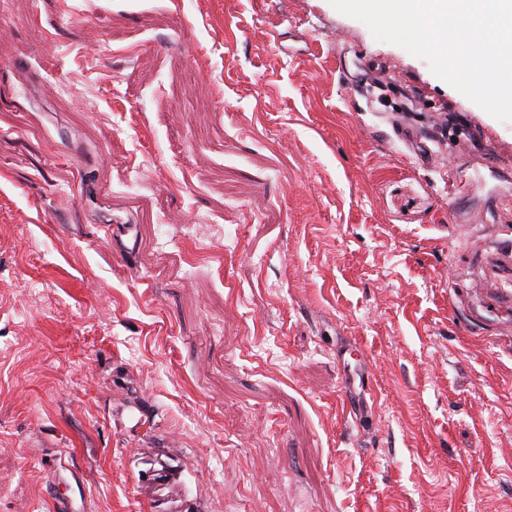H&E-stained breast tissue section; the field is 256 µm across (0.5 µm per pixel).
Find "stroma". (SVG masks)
Listing matches in <instances>:
<instances>
[{"label":"stroma","mask_w":512,"mask_h":512,"mask_svg":"<svg viewBox=\"0 0 512 512\" xmlns=\"http://www.w3.org/2000/svg\"><path fill=\"white\" fill-rule=\"evenodd\" d=\"M509 239L512 121L330 0H0V512H512ZM359 377V388H360V392L357 393L356 390H355V382H356V377L355 375L353 374L352 376L350 377H346L345 380H344V383H345V392H346V399H347V402L352 405L354 407V409H356L359 414H360V418L362 417L361 416V406H360V395L362 394L364 397L366 394H369L370 396L373 395L372 393V388H371V385H370V379H369V376L368 374H366V376L364 377L363 373H360L358 375ZM357 397V398H356ZM356 403H357V407H356Z\"/></svg>","instance_id":"obj_1"}]
</instances>
